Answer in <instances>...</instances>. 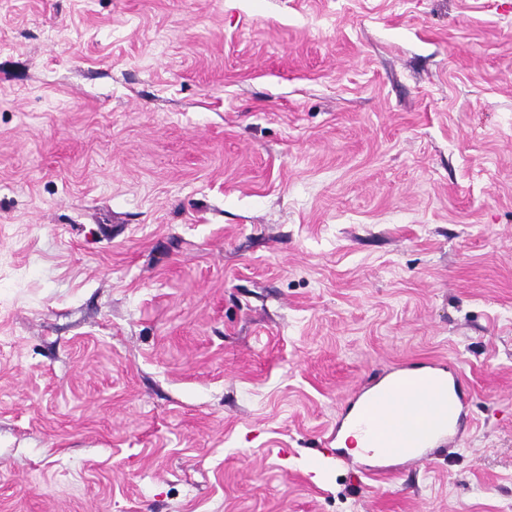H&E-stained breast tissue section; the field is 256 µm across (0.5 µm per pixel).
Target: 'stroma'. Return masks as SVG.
Returning a JSON list of instances; mask_svg holds the SVG:
<instances>
[{
    "label": "stroma",
    "instance_id": "1",
    "mask_svg": "<svg viewBox=\"0 0 512 512\" xmlns=\"http://www.w3.org/2000/svg\"><path fill=\"white\" fill-rule=\"evenodd\" d=\"M0 512H512V0H0ZM432 382L446 385L453 397L455 415L453 421L440 432L437 440L431 444L417 441L413 446H400L393 442L390 433L382 428L378 422L376 409L388 395L389 389L394 387L401 392L417 389H427ZM470 394L464 386L457 372L447 371L440 363H424L414 365L411 362H402L395 365L388 375L370 387L358 390L353 398L342 408L336 419V425L331 434L323 439L326 447H330L334 437L339 441L343 429L349 424L358 425L367 432L371 450L379 452L376 465L364 463V456L359 455L357 460L351 458L347 462L352 474L359 478L375 480L387 479L395 474L391 461L397 457L405 458L409 463H423L429 461L431 448H441L452 445L459 437L463 425L470 420L466 413ZM406 400L407 395L405 393H400L398 397L387 401L380 407L381 414L388 419L392 428H395L405 421L407 407Z\"/></svg>",
    "mask_w": 512,
    "mask_h": 512
}]
</instances>
